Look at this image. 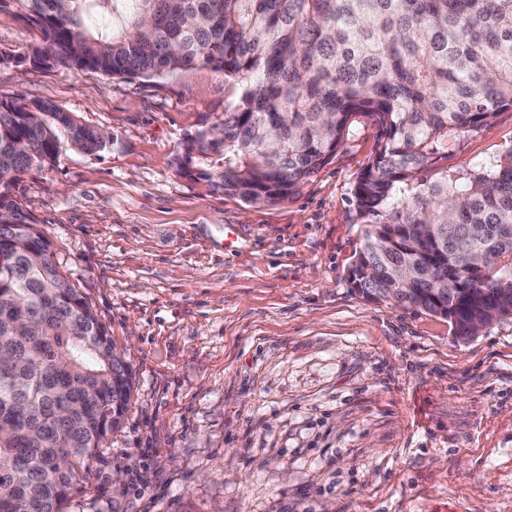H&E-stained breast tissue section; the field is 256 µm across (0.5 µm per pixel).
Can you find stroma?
<instances>
[{
  "label": "stroma",
  "mask_w": 512,
  "mask_h": 512,
  "mask_svg": "<svg viewBox=\"0 0 512 512\" xmlns=\"http://www.w3.org/2000/svg\"><path fill=\"white\" fill-rule=\"evenodd\" d=\"M39 39L0 9L1 48ZM235 98L202 67L152 81L0 67V99L51 102L114 138L15 192L134 384L68 512H512V319L462 341L354 292L370 123L260 206L213 187L210 167L179 174L183 141ZM511 150L504 109L458 137L448 171Z\"/></svg>",
  "instance_id": "obj_1"
}]
</instances>
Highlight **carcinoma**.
Wrapping results in <instances>:
<instances>
[{
    "mask_svg": "<svg viewBox=\"0 0 512 512\" xmlns=\"http://www.w3.org/2000/svg\"><path fill=\"white\" fill-rule=\"evenodd\" d=\"M34 27L0 65L162 79L210 68L239 85L224 121L186 138L177 171L212 159L213 186L283 199L364 119L374 155L353 190L368 224L354 291L467 335L511 319L512 150L448 176L461 134L512 108V0H0ZM114 138L42 101L0 99V512H67L133 394L130 366L14 191L69 151ZM434 170L432 181L424 173Z\"/></svg>",
    "mask_w": 512,
    "mask_h": 512,
    "instance_id": "cac0c4a2",
    "label": "carcinoma"
}]
</instances>
